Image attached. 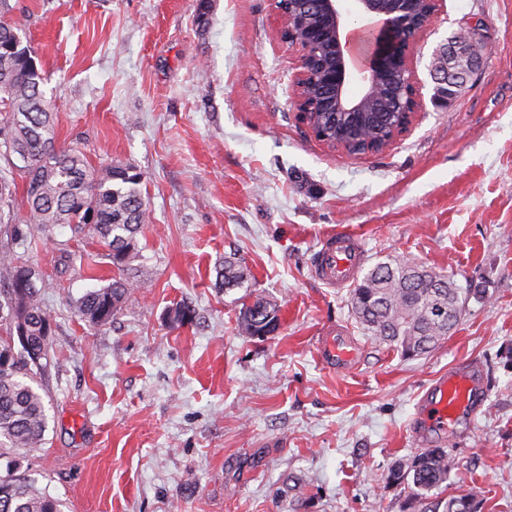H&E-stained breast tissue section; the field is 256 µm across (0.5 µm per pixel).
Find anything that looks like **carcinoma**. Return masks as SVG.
I'll use <instances>...</instances> for the list:
<instances>
[{"mask_svg":"<svg viewBox=\"0 0 512 512\" xmlns=\"http://www.w3.org/2000/svg\"><path fill=\"white\" fill-rule=\"evenodd\" d=\"M16 23L0 22V145L4 156L25 178L21 205L24 223L42 231L65 224L75 235L89 230L108 248L118 271L138 257L136 235L147 217L138 185L142 176L132 167L96 170L80 150L59 143L52 106L42 90L43 74L33 50ZM392 129L383 121L369 138L350 143L356 152L383 143ZM0 512H60L59 502L20 473V459L44 444L48 415L34 387L33 358L49 353L50 314L44 308L32 269L12 252H0ZM219 284L241 286L244 274L231 262L217 271ZM470 292L448 275L407 261L380 263L350 291L357 320L379 340L404 357L429 352L458 324L462 297ZM131 295L123 277L89 291L75 301L76 314L95 328L112 321ZM277 304L262 299L243 308L241 326L263 337L279 325ZM451 459L444 448H427L394 464L391 483L407 484L418 496L448 480ZM444 512H477L474 500L448 499Z\"/></svg>","mask_w":512,"mask_h":512,"instance_id":"cac0c4a2","label":"carcinoma"}]
</instances>
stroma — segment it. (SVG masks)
I'll return each instance as SVG.
<instances>
[{"instance_id": "obj_1", "label": "stroma", "mask_w": 512, "mask_h": 512, "mask_svg": "<svg viewBox=\"0 0 512 512\" xmlns=\"http://www.w3.org/2000/svg\"><path fill=\"white\" fill-rule=\"evenodd\" d=\"M45 77L59 140L99 168L142 174L139 258L118 272L96 237L24 226L14 245L52 320L36 371L43 447L21 467L61 512H424L473 498L512 512V0H442L410 57L420 107L382 152L350 155L295 117L298 51L275 0H9ZM480 20L491 51L439 104L436 50ZM344 227L367 267L399 259L473 295L455 332L408 359L359 325L349 290L309 258ZM236 261L243 287L216 283ZM124 274L109 324L74 313ZM280 307L257 338L243 304ZM194 319L172 325L173 307ZM347 329L357 367H324L318 336ZM476 365L487 387L445 448L446 483L388 484L417 448L408 432L433 378Z\"/></svg>"}]
</instances>
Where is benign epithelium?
I'll return each mask as SVG.
<instances>
[{"mask_svg":"<svg viewBox=\"0 0 512 512\" xmlns=\"http://www.w3.org/2000/svg\"><path fill=\"white\" fill-rule=\"evenodd\" d=\"M360 13L377 19L372 30L373 50L368 63L354 71L346 57L342 41L345 27L340 0H276L282 18L281 39L299 52L300 70L295 79L294 106L298 118L328 146L343 149L342 138L350 136L376 112H392L407 92L412 111L419 101L412 82L409 59L420 33L438 12L440 0H430L431 10L423 18L416 15L419 0H355ZM323 44L332 51L329 65L322 69L320 84L325 94L310 90L307 83L309 51ZM489 47L475 49L462 42L443 45L436 53L433 79L448 85V67L459 63L482 66ZM360 81L359 95L349 94L354 81ZM331 114L337 138L330 140L316 127L317 117Z\"/></svg>","mask_w":512,"mask_h":512,"instance_id":"1","label":"benign epithelium"}]
</instances>
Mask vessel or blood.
<instances>
[{
	"label": "vessel or blood",
	"instance_id": "vessel-or-blood-1",
	"mask_svg": "<svg viewBox=\"0 0 512 512\" xmlns=\"http://www.w3.org/2000/svg\"><path fill=\"white\" fill-rule=\"evenodd\" d=\"M367 257L362 238L351 230L339 228L317 245L312 254L311 272L328 287L341 290L358 278ZM317 355L326 366H350L356 362L358 346L344 329L334 327L320 336ZM483 394L474 371L452 369L439 375L416 408L420 435L452 430L461 414H472L480 408Z\"/></svg>",
	"mask_w": 512,
	"mask_h": 512
}]
</instances>
